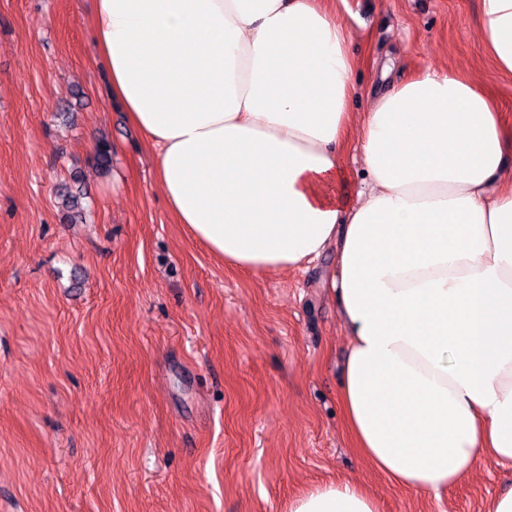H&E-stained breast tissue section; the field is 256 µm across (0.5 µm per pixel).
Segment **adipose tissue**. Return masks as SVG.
I'll return each mask as SVG.
<instances>
[{
    "instance_id": "obj_1",
    "label": "adipose tissue",
    "mask_w": 512,
    "mask_h": 512,
    "mask_svg": "<svg viewBox=\"0 0 512 512\" xmlns=\"http://www.w3.org/2000/svg\"><path fill=\"white\" fill-rule=\"evenodd\" d=\"M110 94L155 154L176 223L263 276L328 251L349 336L340 406L354 448L414 494L486 455L512 467V125L491 73L394 82L355 111L336 0H95ZM474 36L512 75V0H480ZM364 158L349 203L346 148ZM288 512H381L358 481Z\"/></svg>"
}]
</instances>
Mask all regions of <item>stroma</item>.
Segmentation results:
<instances>
[{
	"label": "stroma",
	"mask_w": 512,
	"mask_h": 512,
	"mask_svg": "<svg viewBox=\"0 0 512 512\" xmlns=\"http://www.w3.org/2000/svg\"><path fill=\"white\" fill-rule=\"evenodd\" d=\"M91 8L0 0V512H288L344 478L382 512H486L512 487L493 458L414 495L353 450L335 255L256 276L174 223L152 152L109 100ZM479 8L346 0L356 80L370 85L375 58L397 80L492 70ZM76 172L86 219L69 224L56 189Z\"/></svg>",
	"instance_id": "35a3bbf8"
}]
</instances>
